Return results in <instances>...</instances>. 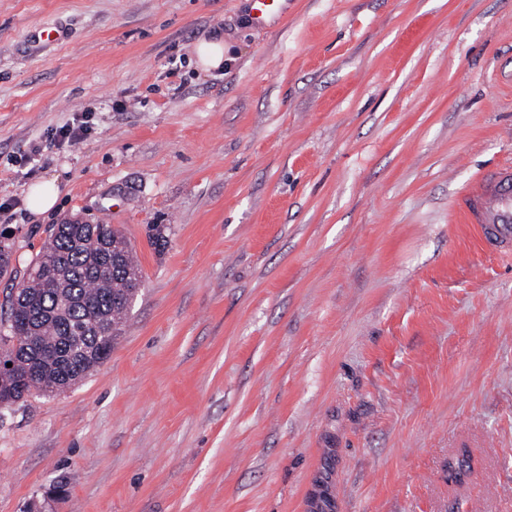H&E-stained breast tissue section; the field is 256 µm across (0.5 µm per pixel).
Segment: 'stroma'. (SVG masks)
<instances>
[{
    "label": "stroma",
    "mask_w": 512,
    "mask_h": 512,
    "mask_svg": "<svg viewBox=\"0 0 512 512\" xmlns=\"http://www.w3.org/2000/svg\"><path fill=\"white\" fill-rule=\"evenodd\" d=\"M508 160L512 0H0L13 267L77 218L142 276L91 375L0 409V512H512V256L455 207ZM282 1L286 0H250L252 20L258 28H263L282 10ZM69 36L68 29L62 24H44L34 30L31 35V41L39 46L53 43L62 44ZM196 65L205 71L216 70L224 65V39L217 37L199 43L196 50ZM89 112L91 111L83 110L81 114L74 116L71 122L52 130L48 136L50 143L54 142L59 146L67 145V147L79 144L89 131ZM58 201V190H35L28 194L26 204L34 213H43L55 207Z\"/></svg>",
    "instance_id": "35a3bbf8"
}]
</instances>
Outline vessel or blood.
Wrapping results in <instances>:
<instances>
[{
  "label": "vessel or blood",
  "mask_w": 512,
  "mask_h": 512,
  "mask_svg": "<svg viewBox=\"0 0 512 512\" xmlns=\"http://www.w3.org/2000/svg\"><path fill=\"white\" fill-rule=\"evenodd\" d=\"M252 20L264 27L282 10V0H250ZM63 25L45 24L34 30L33 43L60 44L67 40ZM459 214L473 225L482 248L497 254L512 253V164L486 170L459 198Z\"/></svg>",
  "instance_id": "1"
}]
</instances>
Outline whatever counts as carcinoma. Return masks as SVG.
Returning <instances> with one entry per match:
<instances>
[{
    "label": "carcinoma",
    "mask_w": 512,
    "mask_h": 512,
    "mask_svg": "<svg viewBox=\"0 0 512 512\" xmlns=\"http://www.w3.org/2000/svg\"><path fill=\"white\" fill-rule=\"evenodd\" d=\"M46 241L7 296L0 353V406L76 384L112 353L141 287L136 251L103 222L68 219L46 228Z\"/></svg>",
    "instance_id": "cac0c4a2"
}]
</instances>
